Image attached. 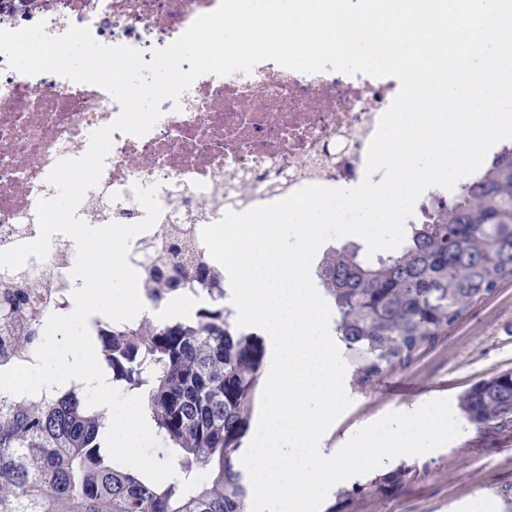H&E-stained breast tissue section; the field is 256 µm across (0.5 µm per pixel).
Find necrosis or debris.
Returning a JSON list of instances; mask_svg holds the SVG:
<instances>
[{
    "label": "necrosis or debris",
    "instance_id": "1",
    "mask_svg": "<svg viewBox=\"0 0 512 512\" xmlns=\"http://www.w3.org/2000/svg\"><path fill=\"white\" fill-rule=\"evenodd\" d=\"M219 4L70 0L47 15L46 31L61 35L75 17L91 28L98 15L112 12L175 39ZM399 87L393 77L305 74L264 62L248 73L201 76L183 93L180 111L163 113L145 135L113 133L100 181L76 215L94 227L136 223L144 211L132 188L153 185L162 213L131 239V266L141 269L175 234L202 246V229L227 211L272 203L311 184L363 179L370 140ZM119 112L94 84L18 72L0 80V250L38 237L37 202L56 194L50 171L58 160L82 156L91 133ZM74 263L71 239L57 234L46 260L29 258L11 275L38 272L58 303L73 287Z\"/></svg>",
    "mask_w": 512,
    "mask_h": 512
}]
</instances>
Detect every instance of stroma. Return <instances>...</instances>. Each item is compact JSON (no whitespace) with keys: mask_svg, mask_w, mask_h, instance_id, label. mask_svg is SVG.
Returning a JSON list of instances; mask_svg holds the SVG:
<instances>
[{"mask_svg":"<svg viewBox=\"0 0 512 512\" xmlns=\"http://www.w3.org/2000/svg\"><path fill=\"white\" fill-rule=\"evenodd\" d=\"M99 43L127 45L151 60L152 51L167 46L162 32L130 26L121 16H102ZM512 369V281L504 282L406 367L389 375L417 387L400 397L376 382L364 391L349 390L351 406L322 438L324 448L342 447L360 428L391 411H412L425 402L450 398L462 427L459 437L435 452L384 462L375 473L334 486L320 512H512V425L477 431L458 406L476 382ZM408 469L401 486L372 493L374 476L395 467Z\"/></svg>","mask_w":512,"mask_h":512,"instance_id":"obj_1","label":"stroma"}]
</instances>
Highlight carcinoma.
I'll use <instances>...</instances> for the list:
<instances>
[{
  "label": "carcinoma",
  "instance_id": "carcinoma-1",
  "mask_svg": "<svg viewBox=\"0 0 512 512\" xmlns=\"http://www.w3.org/2000/svg\"><path fill=\"white\" fill-rule=\"evenodd\" d=\"M168 264L165 255L146 268L153 307L188 291L209 295L214 306L178 319L114 322L96 338L112 385L143 396L158 433L179 451L176 476L158 485L116 465L102 450L106 409L67 389L0 406V512H244L248 488L234 458L250 426L265 349L221 305L208 257L165 275ZM316 276L335 308L340 342L359 355L352 386L363 391L406 366L512 280V144L452 196L432 192L398 249L369 257L357 243L332 246ZM37 286L4 281L0 368L42 342L44 320L31 313ZM460 407L480 429L512 424V370L472 385ZM407 476L406 469L385 474L374 491Z\"/></svg>",
  "mask_w": 512,
  "mask_h": 512
}]
</instances>
